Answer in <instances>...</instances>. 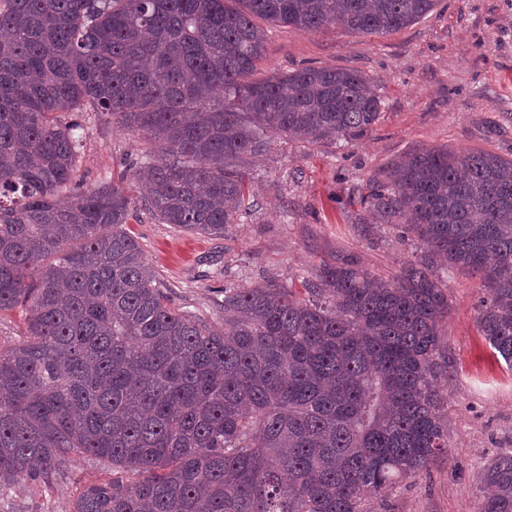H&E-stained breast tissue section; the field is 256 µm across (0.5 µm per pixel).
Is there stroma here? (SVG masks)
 Here are the masks:
<instances>
[{
  "label": "stroma",
  "mask_w": 512,
  "mask_h": 512,
  "mask_svg": "<svg viewBox=\"0 0 512 512\" xmlns=\"http://www.w3.org/2000/svg\"><path fill=\"white\" fill-rule=\"evenodd\" d=\"M265 47L261 75L305 66L355 69L372 80L382 108L372 129L348 142L272 138L246 169L257 208L221 237L158 223L133 199L126 229L175 306L219 327L225 289L273 280L300 294L321 264L339 257L385 277L414 261L418 251L399 229L355 221L358 188L393 159L442 146L512 158V0H438L418 22L383 37L270 25ZM80 121V180L91 186L132 177L148 143L105 116L85 112ZM441 278L448 295V457L387 497L370 499V512H477L486 466L512 453V367L479 330L481 280L456 270ZM109 473L108 465L75 456L55 484L6 489L0 512H72L82 489Z\"/></svg>",
  "instance_id": "1"
}]
</instances>
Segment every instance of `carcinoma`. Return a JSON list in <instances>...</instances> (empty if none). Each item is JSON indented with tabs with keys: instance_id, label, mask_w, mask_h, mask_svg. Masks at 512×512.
<instances>
[{
	"instance_id": "1",
	"label": "carcinoma",
	"mask_w": 512,
	"mask_h": 512,
	"mask_svg": "<svg viewBox=\"0 0 512 512\" xmlns=\"http://www.w3.org/2000/svg\"><path fill=\"white\" fill-rule=\"evenodd\" d=\"M436 0H0V487L51 485L75 453L112 466L73 512H368L448 454L437 263L481 277L478 323L512 366V159L414 150L359 190V224L423 246L379 278L323 265L307 298L224 290V329L174 306L125 230L120 177L75 181L99 112L156 145L134 172L161 224L201 236L254 206L246 157L269 136L357 139L381 101L354 69L254 78L265 33L389 35ZM477 512H512V455ZM24 317L25 308L22 310L21 307L14 312L0 314V352H8L22 340Z\"/></svg>"
}]
</instances>
